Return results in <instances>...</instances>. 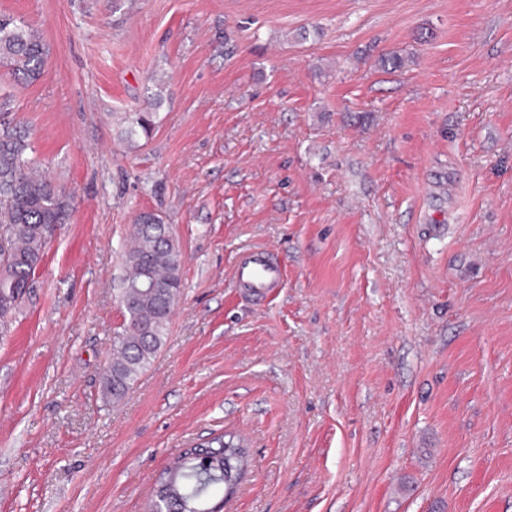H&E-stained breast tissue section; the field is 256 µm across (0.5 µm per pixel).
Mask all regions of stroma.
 Returning <instances> with one entry per match:
<instances>
[{"mask_svg": "<svg viewBox=\"0 0 512 512\" xmlns=\"http://www.w3.org/2000/svg\"><path fill=\"white\" fill-rule=\"evenodd\" d=\"M43 74L0 69L72 197L0 338V512H144L219 434L223 512H512V0H0ZM387 55L400 68L382 67ZM163 101L149 138L117 119ZM182 295L106 398L137 214ZM287 279L236 288L246 248Z\"/></svg>", "mask_w": 512, "mask_h": 512, "instance_id": "obj_1", "label": "stroma"}]
</instances>
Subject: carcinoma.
I'll return each instance as SVG.
<instances>
[{"instance_id": "cac0c4a2", "label": "carcinoma", "mask_w": 512, "mask_h": 512, "mask_svg": "<svg viewBox=\"0 0 512 512\" xmlns=\"http://www.w3.org/2000/svg\"><path fill=\"white\" fill-rule=\"evenodd\" d=\"M48 48L39 29L0 17V66L24 82L38 80ZM10 99H0V336L10 332L12 314L21 306L68 202L51 178L35 171L29 143L7 120ZM155 127V113H127L120 137L132 145ZM181 251L168 225L151 212L134 221L131 246L123 256L120 303L124 323L115 340V357L102 386L122 400L156 358L169 333L171 316L182 293ZM243 450L224 447V436L207 448H193L165 469L147 504L148 512L185 505V512H206L215 481H235Z\"/></svg>"}]
</instances>
